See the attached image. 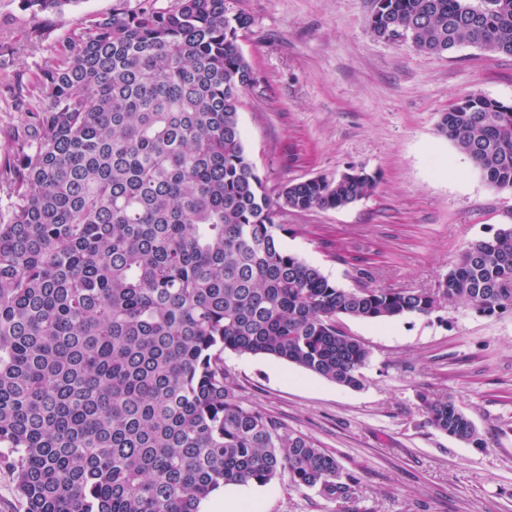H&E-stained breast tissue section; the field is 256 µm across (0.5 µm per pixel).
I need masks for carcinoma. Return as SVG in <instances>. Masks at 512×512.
<instances>
[{"instance_id": "1", "label": "carcinoma", "mask_w": 512, "mask_h": 512, "mask_svg": "<svg viewBox=\"0 0 512 512\" xmlns=\"http://www.w3.org/2000/svg\"><path fill=\"white\" fill-rule=\"evenodd\" d=\"M369 27L425 54L512 56V0H378ZM225 0H142L81 22L26 87L0 166V464L26 512H200L228 485L351 503L358 478L245 405L224 352L269 355L359 389L371 351L343 319L512 307V226L472 243L433 289L340 288L281 249L280 210L342 209L364 170L273 195L239 125L257 84ZM437 130L512 189V105L469 95ZM430 425L481 445L451 395Z\"/></svg>"}]
</instances>
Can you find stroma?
<instances>
[{
  "label": "stroma",
  "instance_id": "stroma-1",
  "mask_svg": "<svg viewBox=\"0 0 512 512\" xmlns=\"http://www.w3.org/2000/svg\"><path fill=\"white\" fill-rule=\"evenodd\" d=\"M139 0H70L33 13L0 0V164L25 87L87 16ZM258 84L239 123L271 190L365 170L373 193L339 210L280 211L283 248L342 288H435L458 255L512 225V190L492 187L436 124L469 94L512 104V56L469 45L443 56L369 28L373 0H226ZM369 346L361 389L264 356L225 353L243 402L314 439L359 479L357 512H512V309L449 305L391 322L349 320ZM453 395L481 445L436 431L419 394ZM249 512H336L288 474L245 487Z\"/></svg>",
  "mask_w": 512,
  "mask_h": 512
}]
</instances>
